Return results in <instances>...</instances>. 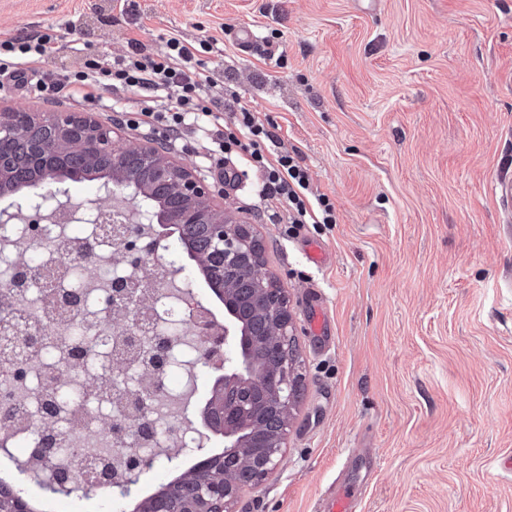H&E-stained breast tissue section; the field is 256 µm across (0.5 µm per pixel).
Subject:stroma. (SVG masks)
I'll return each mask as SVG.
<instances>
[{"mask_svg":"<svg viewBox=\"0 0 512 512\" xmlns=\"http://www.w3.org/2000/svg\"><path fill=\"white\" fill-rule=\"evenodd\" d=\"M258 47L239 48L235 31ZM55 29L42 66L63 78L130 40L195 46L212 77L310 174L332 224L267 218L247 153L205 167L200 140L170 148L224 193L284 288L302 374L281 468L234 512H316L329 489L361 512H512V231L493 184L512 182V0H0V36ZM0 108L112 114L21 94ZM323 246L326 266L302 246ZM322 304L326 334L310 330ZM0 447V471L51 512L98 496L47 491Z\"/></svg>","mask_w":512,"mask_h":512,"instance_id":"stroma-1","label":"stroma"}]
</instances>
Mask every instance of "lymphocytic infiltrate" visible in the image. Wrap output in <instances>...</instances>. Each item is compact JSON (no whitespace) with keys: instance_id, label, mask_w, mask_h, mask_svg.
I'll return each instance as SVG.
<instances>
[{"instance_id":"f902f5d3","label":"lymphocytic infiltrate","mask_w":512,"mask_h":512,"mask_svg":"<svg viewBox=\"0 0 512 512\" xmlns=\"http://www.w3.org/2000/svg\"><path fill=\"white\" fill-rule=\"evenodd\" d=\"M56 42V35L47 30L0 38V75L10 77L17 88L30 86L47 98L65 90L85 101L106 92H122L137 104L136 110L123 114L133 129L157 133L170 143L188 134L202 137L209 144L208 161L218 169L224 166L225 154L235 149L247 152L260 174L257 191L267 204L270 220L335 223L330 200L310 198L307 168L290 154H265L262 145L273 141V133L243 106L223 100L212 77L179 38H170L161 53L144 52L135 42L128 55L111 61L86 60L62 81L29 83V72L53 52Z\"/></svg>"}]
</instances>
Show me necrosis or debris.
<instances>
[{
    "instance_id": "obj_1",
    "label": "necrosis or debris",
    "mask_w": 512,
    "mask_h": 512,
    "mask_svg": "<svg viewBox=\"0 0 512 512\" xmlns=\"http://www.w3.org/2000/svg\"><path fill=\"white\" fill-rule=\"evenodd\" d=\"M112 237V228L98 224L84 225L78 234L66 224H47L34 240L18 225L0 224V308L38 339L36 346L15 350L29 372L27 382H17L11 367L0 361V396L11 399L16 413L13 423L0 425V443L30 447L38 435L39 407L48 404L58 443L48 464L61 472L105 466L132 448L155 459L162 449L192 445V432L172 435L167 425L182 416L178 381L195 366L198 338L188 321L196 303L193 280L187 275L178 285L169 265L151 266L148 276L158 289L149 317L133 335H121L101 305L114 282L128 274L113 257ZM32 256L46 277L12 287L15 271ZM161 337L170 339L182 361L160 370L164 390L148 402L155 429L146 434L138 428L132 395L142 373L140 361ZM120 418L129 426L127 434L109 429Z\"/></svg>"
}]
</instances>
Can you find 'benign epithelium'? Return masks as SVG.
I'll list each match as a JSON object with an SVG mask.
<instances>
[{"mask_svg":"<svg viewBox=\"0 0 512 512\" xmlns=\"http://www.w3.org/2000/svg\"><path fill=\"white\" fill-rule=\"evenodd\" d=\"M35 128L43 135L32 141L30 160L41 175L46 192L26 194L13 200L24 215L26 235L34 238L41 224L50 216L65 222L72 219L60 197L66 194L59 171L68 166L71 152H82L90 162L100 157L112 159L109 179L105 181L106 196L122 192L137 212L139 219L112 240L115 255L135 274L149 259L143 246L139 226L143 221L158 224L178 239L179 225L202 224L206 230L211 255H196L200 268L211 267L212 287L224 296V326L209 322L198 309L190 313V324L203 337L196 351L195 363L206 368H224V387L214 391L208 404L214 431L224 436V451L207 452V441L198 439L192 451L198 454L194 468L182 473L193 481L187 492L177 495L171 512H233L232 507L242 486L238 473L224 467L225 454L236 455L247 468L251 481L258 483L278 470L285 457L288 421L296 405L301 380L296 359L284 353L294 341V325L289 301L264 272L260 245L246 224H237L214 204L211 185L187 165L162 153L151 143H123L111 127L103 125L90 113L26 112L13 109L0 112V141L28 139ZM134 159L148 163V179L168 185L188 203L173 215L156 209L141 210L139 199L147 193L146 185L131 179L128 168ZM87 221L102 224L106 220L96 200L81 205ZM23 328L10 316L0 315V348L13 345ZM262 346L274 359L264 370L253 359V349ZM41 437L28 449L29 463H42L55 453L56 438L50 433L48 417H43ZM149 461L136 454L123 461L125 479L120 488L137 484V475ZM101 473L86 477L54 469L41 471L40 482L53 493L80 491L89 496L97 492ZM24 493L0 498V512H30Z\"/></svg>","mask_w":512,"mask_h":512,"instance_id":"7a95c632","label":"benign epithelium"}]
</instances>
